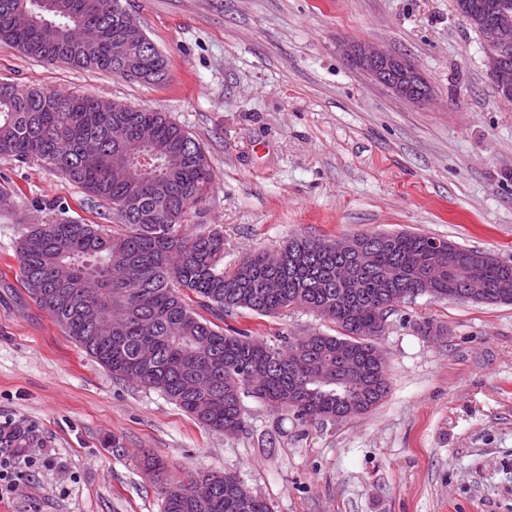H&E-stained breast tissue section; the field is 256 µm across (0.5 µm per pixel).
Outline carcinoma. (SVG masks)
<instances>
[{
	"instance_id": "obj_1",
	"label": "carcinoma",
	"mask_w": 512,
	"mask_h": 512,
	"mask_svg": "<svg viewBox=\"0 0 512 512\" xmlns=\"http://www.w3.org/2000/svg\"><path fill=\"white\" fill-rule=\"evenodd\" d=\"M45 12L27 0L54 37L5 20L22 0H0V41L24 42L27 55L74 68L154 81L167 59L136 43L128 57L142 72L126 74L113 55L115 16L85 11L87 0H57ZM50 95L56 111L43 108ZM0 156L59 168L89 199L112 210V223L62 219L36 224L17 242L20 282L33 301L88 355L121 381L162 391L202 427L233 436L246 427L243 397L293 413L301 421L334 420L349 398L363 414L388 393L385 366L375 353L377 323L415 297L413 258L429 236L366 233L374 242L371 270L345 281L336 268L351 264L326 239L291 240L280 262L246 255L224 272V234L189 233L184 220L205 198L212 172L204 149L162 112L117 109L89 95L21 89L0 83ZM474 251L456 248L454 264L432 285L431 296L457 297L458 274ZM395 269L400 281L381 294L377 274ZM481 273L493 302L512 303V265L487 260ZM311 310L336 324L338 335L311 333L284 346L253 330L224 327L241 310L272 316ZM343 346L351 360L341 359ZM37 435L20 422L0 424L1 448H28ZM209 492L196 493L198 480ZM162 486L163 512H272L236 475L210 473Z\"/></svg>"
}]
</instances>
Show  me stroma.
<instances>
[{
	"instance_id": "obj_1",
	"label": "stroma",
	"mask_w": 512,
	"mask_h": 512,
	"mask_svg": "<svg viewBox=\"0 0 512 512\" xmlns=\"http://www.w3.org/2000/svg\"><path fill=\"white\" fill-rule=\"evenodd\" d=\"M166 56L160 83L51 64L0 42V82L167 113L205 149L213 183L189 227L224 232V268L289 239L409 231L512 265V104L484 39L453 0H122ZM406 55L432 87L412 106L338 45ZM0 423L29 425L0 512H161L140 464L170 479L236 474L273 512H512V304L395 306L376 340L390 388L373 410L302 423L244 398L236 436L206 430L159 391L113 379L20 283L15 246L56 217L105 224L51 165L0 157ZM264 341L335 334L303 308L238 315ZM443 326L426 336L424 322Z\"/></svg>"
}]
</instances>
